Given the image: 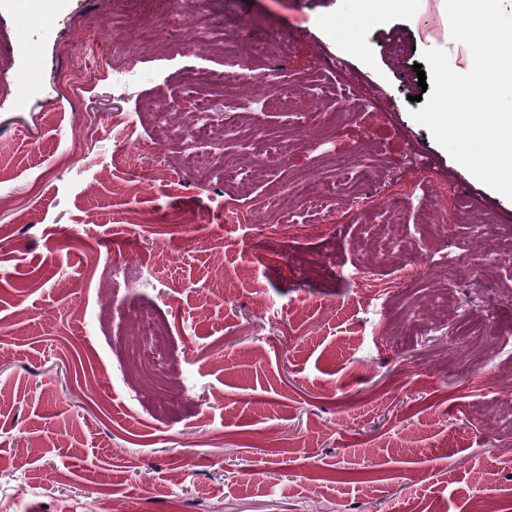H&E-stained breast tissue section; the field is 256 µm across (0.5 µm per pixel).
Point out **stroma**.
I'll list each match as a JSON object with an SVG mask.
<instances>
[{"mask_svg":"<svg viewBox=\"0 0 512 512\" xmlns=\"http://www.w3.org/2000/svg\"><path fill=\"white\" fill-rule=\"evenodd\" d=\"M365 2L60 0L22 31L0 0V512H95L104 478L107 512H467L489 471L512 512V435L470 412L502 395L455 343L482 317L512 350V265L481 262L456 207L512 226V199L411 117L423 51L460 73L471 52L443 0L337 36ZM189 23L223 26L237 51L183 49ZM89 48L135 61L137 79L85 80ZM195 72L244 73L252 91L194 90ZM283 87L301 102L273 104ZM158 105L242 133L162 140L144 118ZM265 152L275 162L226 191L225 163ZM313 174L349 188L311 209ZM401 193L413 249L355 281L359 224ZM438 213L456 226L440 246L421 231ZM130 257L146 270L135 287L112 275ZM409 270L445 303L408 328L391 310ZM131 301L164 313L184 353L178 423L118 374L100 308Z\"/></svg>","mask_w":512,"mask_h":512,"instance_id":"1","label":"stroma"}]
</instances>
